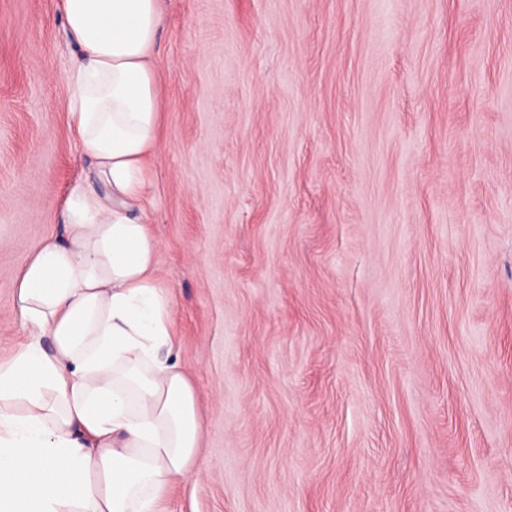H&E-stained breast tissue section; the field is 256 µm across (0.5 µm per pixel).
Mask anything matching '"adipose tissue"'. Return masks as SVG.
Returning a JSON list of instances; mask_svg holds the SVG:
<instances>
[{"label": "adipose tissue", "mask_w": 512, "mask_h": 512, "mask_svg": "<svg viewBox=\"0 0 512 512\" xmlns=\"http://www.w3.org/2000/svg\"><path fill=\"white\" fill-rule=\"evenodd\" d=\"M61 13L78 48L70 125L94 176L16 284L31 333L0 362V512H161L199 475L201 439L146 212L161 0H61Z\"/></svg>", "instance_id": "1"}]
</instances>
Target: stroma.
<instances>
[{"instance_id": "1", "label": "stroma", "mask_w": 512, "mask_h": 512, "mask_svg": "<svg viewBox=\"0 0 512 512\" xmlns=\"http://www.w3.org/2000/svg\"><path fill=\"white\" fill-rule=\"evenodd\" d=\"M149 219L200 475L165 512H512V0H162ZM0 0V361L89 168Z\"/></svg>"}]
</instances>
